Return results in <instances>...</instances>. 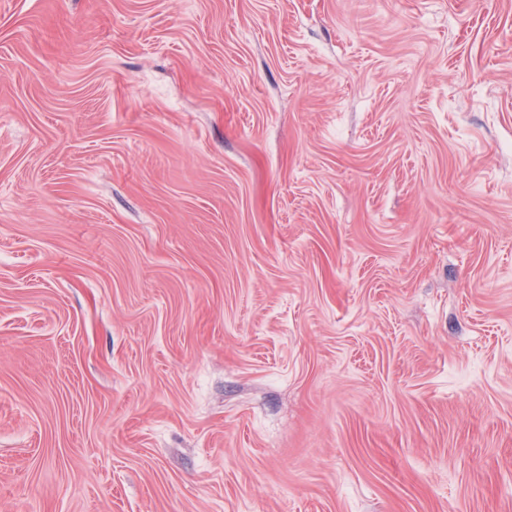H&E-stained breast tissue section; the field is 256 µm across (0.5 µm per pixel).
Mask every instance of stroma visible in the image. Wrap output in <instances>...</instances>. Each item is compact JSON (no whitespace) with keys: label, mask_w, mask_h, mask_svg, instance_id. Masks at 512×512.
Here are the masks:
<instances>
[{"label":"stroma","mask_w":512,"mask_h":512,"mask_svg":"<svg viewBox=\"0 0 512 512\" xmlns=\"http://www.w3.org/2000/svg\"><path fill=\"white\" fill-rule=\"evenodd\" d=\"M0 512H512V0H0Z\"/></svg>","instance_id":"1"}]
</instances>
